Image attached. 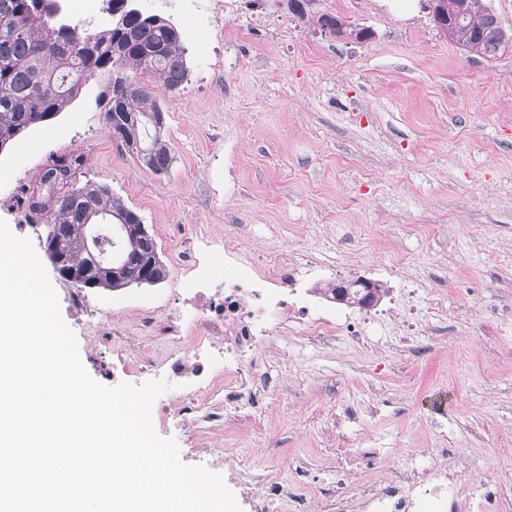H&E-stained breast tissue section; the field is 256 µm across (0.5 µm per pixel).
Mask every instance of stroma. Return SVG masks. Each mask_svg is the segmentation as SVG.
<instances>
[{
	"label": "stroma",
	"mask_w": 512,
	"mask_h": 512,
	"mask_svg": "<svg viewBox=\"0 0 512 512\" xmlns=\"http://www.w3.org/2000/svg\"><path fill=\"white\" fill-rule=\"evenodd\" d=\"M170 20L195 84L164 99L173 154L159 176L112 138L95 76L70 111L0 153V220L41 248L21 203L52 158L80 156L77 183L122 196L147 225L169 276L152 286L86 290L50 273L81 360L102 384L163 379L198 331L180 311L195 258L184 238L226 244L278 265L312 260L317 288L364 277L381 306L439 307L413 335L375 327L367 341L257 350L278 386L258 411L211 418L191 386L153 403L156 433L181 460L228 476L238 455L284 484H334L336 451L384 446L412 455L444 448L478 479L503 477L512 498V48L470 57L420 5L320 0L366 27L355 41L289 13L281 0H238L212 16L209 0H136ZM206 442L210 456L195 455ZM306 464L304 477L289 470Z\"/></svg>",
	"instance_id": "obj_1"
}]
</instances>
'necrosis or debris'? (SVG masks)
I'll use <instances>...</instances> for the list:
<instances>
[{
    "label": "necrosis or debris",
    "mask_w": 512,
    "mask_h": 512,
    "mask_svg": "<svg viewBox=\"0 0 512 512\" xmlns=\"http://www.w3.org/2000/svg\"><path fill=\"white\" fill-rule=\"evenodd\" d=\"M304 276L299 268L282 273L270 260L260 257L239 262L233 252L228 255L223 278L205 270L198 272L199 287L184 304L202 310L200 322L206 333L185 348L183 361L172 364L170 374L182 379L189 371L206 370L223 378V385L204 382L196 390L212 415L244 407V389L267 383L266 374L253 371L251 355L271 337L290 336L310 343L343 336L358 340L367 328L392 320L403 330L411 328L409 313L395 308L368 309L352 319L328 312L312 317L292 313L295 286ZM211 336L223 337V347L208 344ZM434 454L437 464L420 473L410 456L383 448L361 449L364 465L387 463L394 476L380 486H361L337 497V512H512V501L503 495L500 484L474 479L463 469L448 470L447 449H435ZM256 485L261 489L257 500L260 512L270 506L277 512H318L322 498L329 494L325 488L304 491L295 484L285 486L269 474Z\"/></svg>",
    "instance_id": "obj_1"
}]
</instances>
